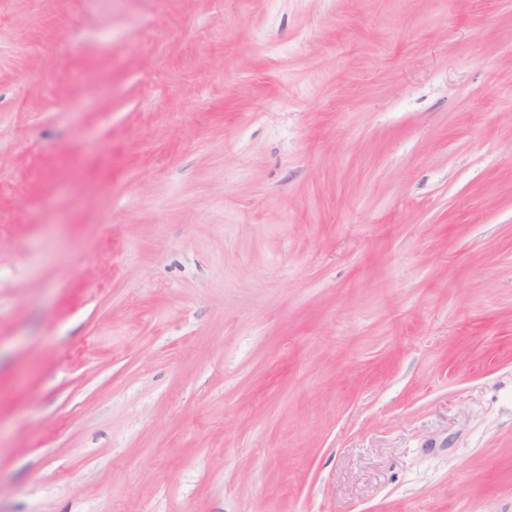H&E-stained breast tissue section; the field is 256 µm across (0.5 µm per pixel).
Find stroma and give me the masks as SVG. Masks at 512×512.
Returning <instances> with one entry per match:
<instances>
[{
	"label": "stroma",
	"mask_w": 512,
	"mask_h": 512,
	"mask_svg": "<svg viewBox=\"0 0 512 512\" xmlns=\"http://www.w3.org/2000/svg\"><path fill=\"white\" fill-rule=\"evenodd\" d=\"M0 512H512V0H0Z\"/></svg>",
	"instance_id": "35a3bbf8"
}]
</instances>
